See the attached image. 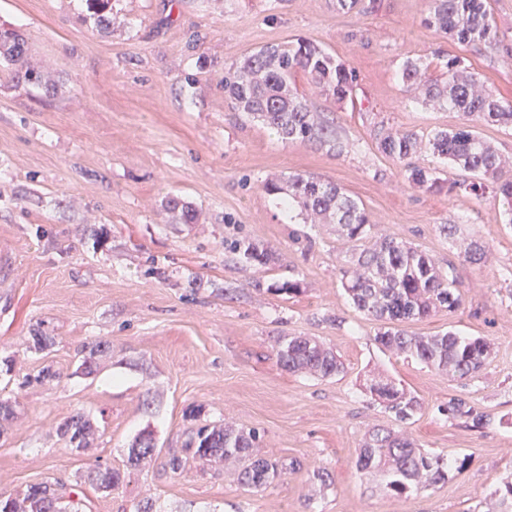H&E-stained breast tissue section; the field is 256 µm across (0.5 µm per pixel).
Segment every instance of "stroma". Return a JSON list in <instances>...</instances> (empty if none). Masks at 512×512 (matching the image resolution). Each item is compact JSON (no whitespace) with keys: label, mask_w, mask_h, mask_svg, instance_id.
I'll list each match as a JSON object with an SVG mask.
<instances>
[{"label":"stroma","mask_w":512,"mask_h":512,"mask_svg":"<svg viewBox=\"0 0 512 512\" xmlns=\"http://www.w3.org/2000/svg\"><path fill=\"white\" fill-rule=\"evenodd\" d=\"M111 0L108 27L86 0H0V27L19 30L28 61L50 87L0 75V492L41 481L79 483L83 512H494L512 478V224L493 193L453 190L465 174L429 152L439 189L412 187L381 154L388 130L427 137L462 124L459 113L413 102L405 60L442 78L448 56L512 103V0H489L501 45L461 44L429 27L425 0ZM311 40L357 76L339 101L306 75L299 96L334 118L345 144L334 154L242 122L224 72L252 51ZM293 173L334 182L364 206L373 237L412 243L450 268L455 312L406 323L415 335L455 330L492 351L478 376L460 380L374 340L377 325L341 285L348 247L332 224L289 216L264 184ZM177 196L200 212L179 224ZM457 225L455 239L440 235ZM247 239L272 253L261 264L231 254ZM486 248L471 264L470 241ZM296 279L302 290L279 292ZM45 336L46 348L33 339ZM283 336H309L337 354L343 374L292 373L276 357ZM104 342L93 372L84 345ZM51 368L52 380L36 375ZM381 374L420 398L405 424L372 402L363 384ZM465 399L482 427L440 415ZM99 430L86 449L60 434L74 414ZM224 423L259 434L257 456L286 464L270 487L242 486L233 462L165 466L192 429ZM386 426L468 466L417 496L385 494L355 468L366 434ZM156 451L126 467L131 444ZM124 470L112 492L86 480L97 465ZM332 478L323 484L317 471Z\"/></svg>","instance_id":"35a3bbf8"}]
</instances>
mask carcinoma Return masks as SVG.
<instances>
[{"mask_svg":"<svg viewBox=\"0 0 512 512\" xmlns=\"http://www.w3.org/2000/svg\"><path fill=\"white\" fill-rule=\"evenodd\" d=\"M426 23L461 44L478 42L493 49L500 43L487 0H427ZM25 57L22 34L1 28L0 71L20 75L30 84L46 83L43 74L25 68ZM445 68L447 77L433 81L424 76L419 62L408 60L402 66L401 80L416 90L425 103H437L471 119L512 124V105L495 98L475 74L461 66L458 58H448ZM299 72L339 101L352 96L357 83L354 71L318 44L297 39L263 47L244 57L224 74V91L244 122L260 123L287 140L342 153L344 145L336 135L334 120L312 111L293 86ZM427 145L434 157L479 178L477 182H456L455 187L476 194L483 189V181H491L502 214L512 223V177H503L499 155L473 126L465 123L451 130H436L429 135ZM377 148L386 157L405 165L412 184L428 188L438 185L435 169L411 162L422 148L415 133L388 132L379 139ZM265 190L270 195H288V208H297L306 220L336 225L339 237L352 251L350 264L342 271L343 288L356 309L380 323L376 340L382 346L406 353L459 379L480 373L490 355L484 339L452 331L418 336L400 328L402 323L427 318L439 310L455 311L460 307L456 280L427 254L393 237L372 240L371 222L364 207L331 181L295 173L283 184L266 183ZM165 209L178 215L183 224L196 220L195 209L177 197L168 198ZM232 253L264 264L270 260L268 253L243 240L235 243ZM276 355L290 372L328 377L344 370L333 352L302 336L281 337ZM366 391L398 422L411 420L421 409L416 396L388 378L371 379ZM439 412L451 419H466L474 428L483 425L484 415L476 413L462 398L450 399ZM60 433L68 443L86 448L94 441L96 428L84 416L74 415L61 426ZM258 439L254 430L208 425L189 435L185 451L209 462L241 463L242 485L262 490L281 476L284 467L276 460L253 457L251 449L257 447ZM355 465L363 473H381L388 493L409 497L447 481L451 471L466 466V460L449 461L391 429L374 428L366 435ZM88 479L98 489H112L120 483L121 473L100 465ZM75 493L76 489L58 481L33 483L17 496L0 493V512H80L75 507L63 506L66 501L74 503ZM495 495L498 512H512V482L497 488Z\"/></svg>","mask_w":512,"mask_h":512,"instance_id":"cac0c4a2","label":"carcinoma"}]
</instances>
